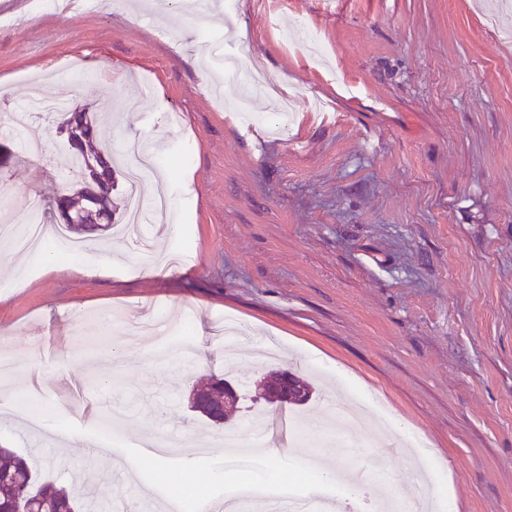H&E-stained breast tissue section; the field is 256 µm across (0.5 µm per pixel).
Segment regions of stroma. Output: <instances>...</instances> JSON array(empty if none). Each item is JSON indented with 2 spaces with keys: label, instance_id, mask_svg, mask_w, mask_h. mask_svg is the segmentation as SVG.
Here are the masks:
<instances>
[{
  "label": "stroma",
  "instance_id": "stroma-1",
  "mask_svg": "<svg viewBox=\"0 0 512 512\" xmlns=\"http://www.w3.org/2000/svg\"><path fill=\"white\" fill-rule=\"evenodd\" d=\"M121 2L90 12L71 0L0 26V117L50 78V93L100 116L114 158L130 140L160 156L171 194L163 231L145 226L153 275L148 248L116 236L85 239L112 255L105 278L63 260L0 265V281L22 282L0 290V352L42 370L0 400V446L37 449L63 484L103 475L113 512H158L179 470L156 452L158 434L209 444L194 478L214 497L284 477L300 496L314 482L349 496L317 482L311 445L386 438L396 480L385 490L402 500L420 480L416 437L453 512H512V46L469 0H288L283 31L273 0L211 7L200 22L171 0H147L131 20ZM212 35L278 92L227 79L207 54ZM282 93L295 108L285 127L271 107ZM58 120L31 115L42 155L0 131V206H35L48 224L56 194L78 181ZM179 314L193 347L159 355L178 340ZM273 368L311 383V400H256L253 382ZM211 378L246 386L224 425L188 408ZM27 396L47 405L38 445L12 415ZM373 399L386 420L368 412L351 427V408ZM256 419L280 454L243 464L224 436L251 444Z\"/></svg>",
  "mask_w": 512,
  "mask_h": 512
}]
</instances>
